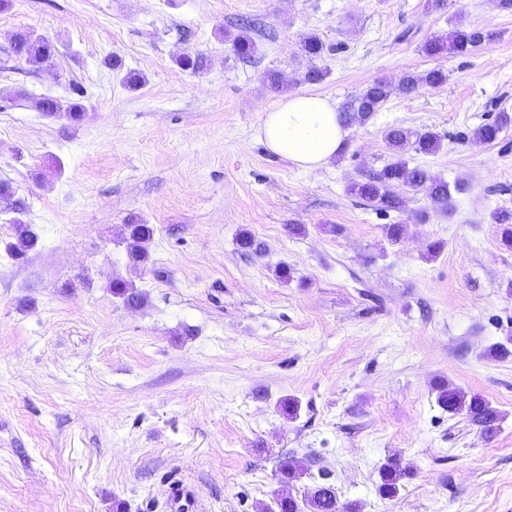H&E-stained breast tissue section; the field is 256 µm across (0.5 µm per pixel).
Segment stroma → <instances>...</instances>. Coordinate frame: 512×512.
Listing matches in <instances>:
<instances>
[{"label":"stroma","instance_id":"35a3bbf8","mask_svg":"<svg viewBox=\"0 0 512 512\" xmlns=\"http://www.w3.org/2000/svg\"><path fill=\"white\" fill-rule=\"evenodd\" d=\"M249 24L247 61L230 41ZM457 27L484 42L424 54ZM19 32L53 39L52 64L16 60ZM310 35L316 60L300 50ZM196 52L207 70L177 65ZM313 66L325 78L303 82ZM432 68L446 82L392 94L321 168L260 139L280 98L268 70L340 108ZM45 97L80 102L81 120L41 112ZM502 112L512 10L498 0H10L0 180L26 210L0 214V512H260L302 499L318 472L359 512H512V248L492 218L512 210V125L470 138ZM391 125L440 136L408 160L463 184L449 210L423 191L399 211L352 193L389 162ZM20 222L38 245L16 260ZM129 224L155 229L147 262ZM389 224L405 225L400 243ZM245 231L263 253L240 249ZM116 279L143 304L115 298ZM440 384L485 397L499 432L443 412ZM289 457L308 470L285 481ZM390 459L404 472L392 497Z\"/></svg>","mask_w":512,"mask_h":512}]
</instances>
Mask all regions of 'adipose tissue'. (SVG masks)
Listing matches in <instances>:
<instances>
[{
	"instance_id": "adipose-tissue-1",
	"label": "adipose tissue",
	"mask_w": 512,
	"mask_h": 512,
	"mask_svg": "<svg viewBox=\"0 0 512 512\" xmlns=\"http://www.w3.org/2000/svg\"><path fill=\"white\" fill-rule=\"evenodd\" d=\"M261 131L271 153L304 169L329 163L341 152L348 135L333 102L312 94L280 98L264 112Z\"/></svg>"
}]
</instances>
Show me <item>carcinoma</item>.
I'll return each mask as SVG.
<instances>
[{
    "instance_id": "obj_1",
    "label": "carcinoma",
    "mask_w": 512,
    "mask_h": 512,
    "mask_svg": "<svg viewBox=\"0 0 512 512\" xmlns=\"http://www.w3.org/2000/svg\"><path fill=\"white\" fill-rule=\"evenodd\" d=\"M484 40L482 31L478 29L456 28L445 36L427 41L423 49L430 56H441L448 53L469 54ZM11 50L15 58L27 62L50 63L55 57L58 48L55 42L43 35L32 33H17L11 39ZM232 50L240 59L254 56L258 47L256 41L244 30L232 40ZM177 64L184 70L199 73L208 66V58L202 54H185L177 59ZM447 75L440 69L430 70L422 75H406L398 87H393L384 80H376L367 85L355 98L340 111L342 123L351 125L355 122L365 123L389 100L394 90L403 93H413L422 85L435 86L444 83ZM44 112L54 114L65 112L70 119L80 118L81 105L71 103L64 105L53 98H45L40 102ZM512 122V117L504 112L493 122L477 127L473 132V139L483 143H490L497 139L500 131ZM384 139L392 152V160L369 179L356 183L353 189L367 202L374 204L380 210L398 209L403 204L400 191L428 192L432 200L442 208H448L452 200V192L462 191V186L451 187L448 182L432 177L427 170L409 166L405 155L409 151L430 154L440 147L439 135L429 129L415 133L398 126H391L385 130ZM0 204L4 209L16 214L25 210V202L16 196L11 184L0 181ZM495 222L501 226V240L512 248V211L503 209L496 213ZM19 236L17 242L11 245L14 258L19 259L38 245V237L26 225L18 224ZM127 239L132 246L148 241L154 235V228L150 224L125 225ZM112 294L124 300L127 306H138L142 302L141 293L133 285L117 280L112 283ZM437 403L439 407L449 414L466 415L468 420L487 434H493L498 428V412L488 401L478 394L450 388L446 385L437 387ZM402 473L397 465L387 463L381 472L380 491L386 495H393L398 490V482ZM310 512H354L350 505L342 508L337 506L334 487L327 483H320L306 501ZM264 512H303L299 502L291 496H283L274 500V507L264 508Z\"/></svg>"
}]
</instances>
